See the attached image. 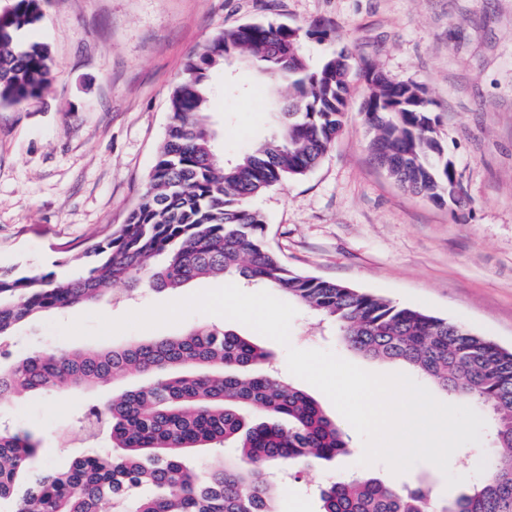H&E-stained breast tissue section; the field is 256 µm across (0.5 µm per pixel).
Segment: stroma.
I'll return each mask as SVG.
<instances>
[{
  "label": "stroma",
  "instance_id": "1",
  "mask_svg": "<svg viewBox=\"0 0 512 512\" xmlns=\"http://www.w3.org/2000/svg\"><path fill=\"white\" fill-rule=\"evenodd\" d=\"M263 22L301 30L328 26L333 42L306 40L319 65L347 48L356 69L345 126L322 163L306 176L252 198L267 219V239L290 269L382 296L460 322L512 349V0H46L36 30L53 53L52 80L41 98L0 105V268L24 275L75 273L85 246L127 223L144 193L169 123L173 90L189 55L217 33ZM371 63L393 80L425 89L440 115V136L464 197L437 205L399 188L372 160L360 105ZM211 126L219 158L233 159L278 131L266 86L238 65L214 69ZM221 278L176 292L144 287L109 303L46 314L17 329L13 356L34 351L121 345L200 325L232 329L266 347L281 379L339 415L319 389L291 374L287 349H322L377 374L403 372L349 350L304 306L282 346L250 327L194 313L181 322L131 329L97 340L64 337L57 325L80 316L111 319L224 286ZM125 389L19 392L0 401V424L35 434L54 467L87 444L79 417ZM350 452L333 463L277 473L279 512H320L319 487L369 474L397 484H427L436 502L457 495L443 474L420 462L393 475L382 462L360 465L364 446L340 423ZM496 450L488 439L460 447L453 473L481 480Z\"/></svg>",
  "mask_w": 512,
  "mask_h": 512
}]
</instances>
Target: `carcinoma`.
I'll use <instances>...</instances> for the list:
<instances>
[{
  "label": "carcinoma",
  "mask_w": 512,
  "mask_h": 512,
  "mask_svg": "<svg viewBox=\"0 0 512 512\" xmlns=\"http://www.w3.org/2000/svg\"><path fill=\"white\" fill-rule=\"evenodd\" d=\"M44 0H13L0 13V105L42 95L53 73L48 43L32 37ZM242 59L268 83L288 88L278 135L234 160L214 150L208 123L210 73ZM352 64L345 50L311 68L300 29L253 23L217 35L191 54L170 100V123L148 187L128 222L86 250L71 276L0 272V400L60 384L106 386L137 373L146 383L79 418L88 437L106 431L111 447L77 456L67 468L40 466L39 440L0 426V503L11 512H277L279 486L268 469L303 468L346 453V433L306 392L265 370L262 346L202 325L180 335L120 346L33 352L1 349L35 317L105 302L111 286L176 290L204 276L264 284L310 309L351 350L399 363L441 391L491 411L499 452L485 478L436 506L422 485L399 487L361 475L320 491L321 512H512V350L469 328L378 295L288 268L268 245L265 216L248 201L298 179L321 162L345 124ZM362 112L376 163L395 161L391 179L432 201L459 186L439 138L440 117L422 88L371 82ZM230 444L237 457L196 467L198 448Z\"/></svg>",
  "instance_id": "carcinoma-1"
}]
</instances>
